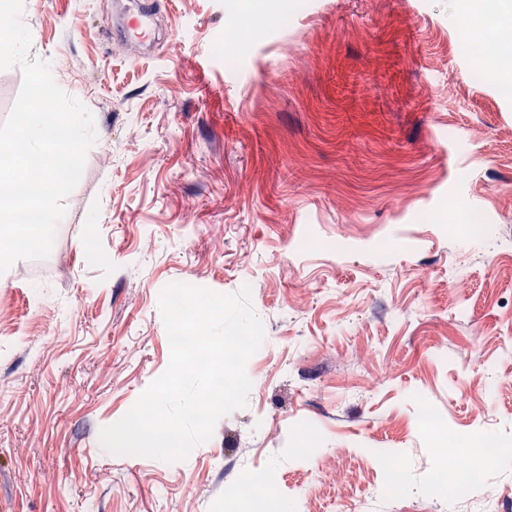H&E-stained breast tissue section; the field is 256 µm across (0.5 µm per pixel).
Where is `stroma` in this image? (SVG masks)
I'll return each instance as SVG.
<instances>
[{
  "mask_svg": "<svg viewBox=\"0 0 512 512\" xmlns=\"http://www.w3.org/2000/svg\"><path fill=\"white\" fill-rule=\"evenodd\" d=\"M257 1L270 26L226 59ZM280 3L158 0L140 57L112 0H24L97 139L50 255L0 274V512H246L225 495L245 479L271 512H512L506 74L476 73L452 0ZM172 282L251 287L247 405L186 459L110 454L101 428L169 364ZM426 407L503 454L447 458Z\"/></svg>",
  "mask_w": 512,
  "mask_h": 512,
  "instance_id": "stroma-1",
  "label": "stroma"
}]
</instances>
